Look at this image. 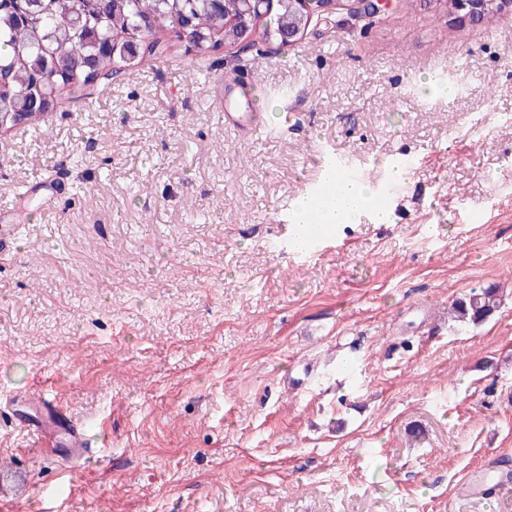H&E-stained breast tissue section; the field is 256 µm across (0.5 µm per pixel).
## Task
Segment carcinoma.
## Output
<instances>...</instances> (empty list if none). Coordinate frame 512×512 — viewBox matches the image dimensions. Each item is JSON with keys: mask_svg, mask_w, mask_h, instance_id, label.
I'll list each match as a JSON object with an SVG mask.
<instances>
[{"mask_svg": "<svg viewBox=\"0 0 512 512\" xmlns=\"http://www.w3.org/2000/svg\"><path fill=\"white\" fill-rule=\"evenodd\" d=\"M242 0H0V112H17L33 124L48 121L50 111L35 103L44 87L81 89L100 78L121 74V61L99 56L95 42L165 44L164 30L190 18L207 39L196 53L224 45V26L242 18ZM297 9L294 0H270V20L250 23L254 46L270 39L272 24ZM498 290L484 288L456 301L453 320L475 326L498 311Z\"/></svg>", "mask_w": 512, "mask_h": 512, "instance_id": "carcinoma-1", "label": "carcinoma"}]
</instances>
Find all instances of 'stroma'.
<instances>
[{"label": "stroma", "mask_w": 512, "mask_h": 512, "mask_svg": "<svg viewBox=\"0 0 512 512\" xmlns=\"http://www.w3.org/2000/svg\"><path fill=\"white\" fill-rule=\"evenodd\" d=\"M450 24L339 7L260 59L171 35L0 138V512H512L461 490L512 457V10ZM333 161L394 184L391 221L303 258L285 218ZM27 390L98 455L63 471ZM498 290L484 288L473 291L456 301L452 310L453 320L475 326L486 323L498 311Z\"/></svg>", "instance_id": "stroma-1"}]
</instances>
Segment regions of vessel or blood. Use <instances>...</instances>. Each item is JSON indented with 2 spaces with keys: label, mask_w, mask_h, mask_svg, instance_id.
Returning a JSON list of instances; mask_svg holds the SVG:
<instances>
[{
  "label": "vessel or blood",
  "mask_w": 512,
  "mask_h": 512,
  "mask_svg": "<svg viewBox=\"0 0 512 512\" xmlns=\"http://www.w3.org/2000/svg\"><path fill=\"white\" fill-rule=\"evenodd\" d=\"M14 416L27 430L51 440L56 456L66 464L93 458L96 453L84 427L74 424L54 401L44 395L26 394L17 399ZM466 488L477 499L486 498L492 491L511 492L512 460L499 455L488 456L478 471L467 476Z\"/></svg>",
  "instance_id": "b4317fda"
}]
</instances>
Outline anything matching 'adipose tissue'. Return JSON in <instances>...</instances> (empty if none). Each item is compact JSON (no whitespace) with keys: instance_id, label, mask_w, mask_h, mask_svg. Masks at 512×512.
Returning a JSON list of instances; mask_svg holds the SVG:
<instances>
[{"instance_id":"adipose-tissue-1","label":"adipose tissue","mask_w":512,"mask_h":512,"mask_svg":"<svg viewBox=\"0 0 512 512\" xmlns=\"http://www.w3.org/2000/svg\"><path fill=\"white\" fill-rule=\"evenodd\" d=\"M324 176L334 184L330 200L317 204L309 196H298L294 204V223L329 228L349 223L365 211L372 213L376 223H388V211L375 205L374 192L368 184L337 179L332 170L325 171Z\"/></svg>"}]
</instances>
